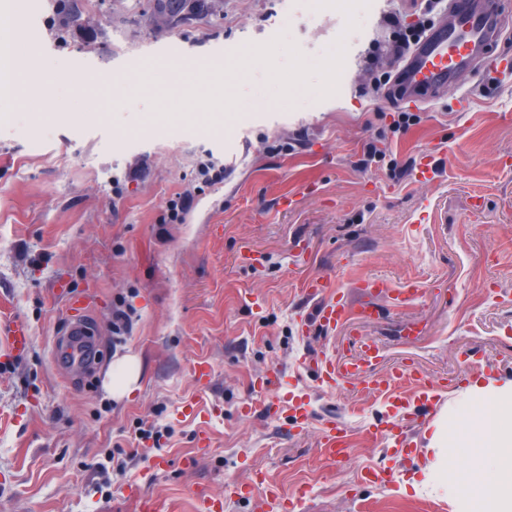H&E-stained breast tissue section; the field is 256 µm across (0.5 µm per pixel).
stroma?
<instances>
[{"instance_id":"stroma-1","label":"stroma","mask_w":512,"mask_h":512,"mask_svg":"<svg viewBox=\"0 0 512 512\" xmlns=\"http://www.w3.org/2000/svg\"><path fill=\"white\" fill-rule=\"evenodd\" d=\"M148 0H88L97 36L65 30L56 0H0V53L23 38L45 73L90 60L112 76L115 100L89 117L79 96L58 89L35 119L17 98L0 99V321L26 323L30 349L15 356L0 338V512H136L134 490L169 512H199L218 497L224 512H258L229 490L256 474L291 496L295 512H457L458 494L421 488L434 418L420 404L397 416L417 449L398 457L369 435L388 409L360 380L329 388L305 358L333 352L358 358L375 340L374 370L420 368L444 386L438 402L459 419V393L475 382L512 381V0L505 33L482 69L437 100L412 107L407 133L393 131V102L374 94L369 62L393 30L389 13L416 22L409 0H374L361 27L346 31L336 12H299L296 0H220L217 18L157 31ZM309 61L337 38L346 55L336 94L278 99L263 66L237 76L241 102L223 132L204 123L181 130L143 125L151 98L124 97L132 69L174 58H232L277 35ZM377 140L406 167H356ZM432 154L429 180L415 179L418 155ZM224 163L222 182L205 184V153ZM182 198L180 220L169 205ZM328 277L350 302L358 278L421 293L397 308L375 300L374 318L325 330L320 298L303 285ZM85 307L97 365L73 374L53 346ZM132 309V329L114 341L112 311ZM422 336L405 342L404 323ZM141 360L131 397L115 400L104 380L112 360ZM209 378H198L197 364ZM279 388L261 390L267 370ZM304 395L306 428L285 403ZM335 420L346 456L319 452L321 422ZM392 482L368 481L373 468Z\"/></svg>"}]
</instances>
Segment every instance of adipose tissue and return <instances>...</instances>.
<instances>
[{
  "mask_svg": "<svg viewBox=\"0 0 512 512\" xmlns=\"http://www.w3.org/2000/svg\"><path fill=\"white\" fill-rule=\"evenodd\" d=\"M61 86L106 104L112 98L109 74L60 70L47 79L17 51L0 54V96L47 101ZM140 376L138 356L128 354L113 362L104 388L122 399L134 393ZM463 399L468 413L458 427H451L444 410L430 424L427 447L434 459L424 468V481L455 484L460 512H512V382L470 387Z\"/></svg>",
  "mask_w": 512,
  "mask_h": 512,
  "instance_id": "obj_1",
  "label": "adipose tissue"
}]
</instances>
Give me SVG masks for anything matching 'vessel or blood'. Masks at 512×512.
<instances>
[{
	"instance_id": "obj_1",
	"label": "vessel or blood",
	"mask_w": 512,
	"mask_h": 512,
	"mask_svg": "<svg viewBox=\"0 0 512 512\" xmlns=\"http://www.w3.org/2000/svg\"><path fill=\"white\" fill-rule=\"evenodd\" d=\"M500 22L496 15L485 11L478 0H448V16L430 28L414 51L397 69L396 87L399 96L416 102L441 93L458 85L460 78L471 71L485 45L496 39ZM333 284L325 278H313L306 282L308 294L323 296L319 309V322L323 327L336 326L354 320L371 318L376 308L374 298L391 295L399 304L414 300L418 294L415 286L391 288L386 279L367 277L360 279L357 287L364 298L360 306H352L344 296L333 293ZM92 330L84 313L72 318L66 335L56 343L55 358L72 370H80L92 357L89 337ZM0 334L6 336L13 354L26 352L33 337L29 327L13 321L0 326ZM381 350L371 340L362 342L357 362L338 369L335 360L328 355L316 358L314 370L322 384L335 387L342 375L357 377L367 391L385 396L395 411H402L413 402L432 404L437 388L416 368L403 366L383 376L373 375L372 361L378 360ZM320 451L329 457L345 453L346 436L335 422H327L321 430Z\"/></svg>"
}]
</instances>
